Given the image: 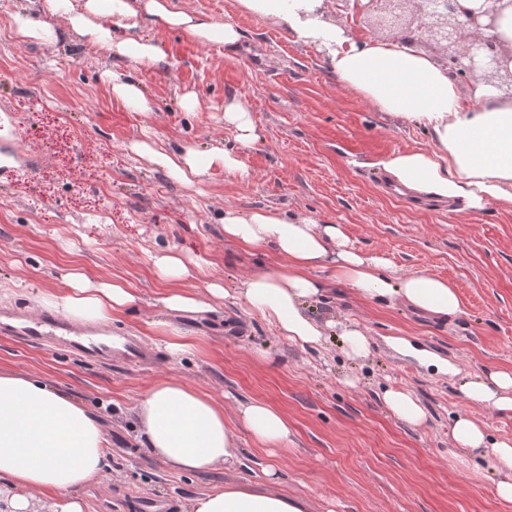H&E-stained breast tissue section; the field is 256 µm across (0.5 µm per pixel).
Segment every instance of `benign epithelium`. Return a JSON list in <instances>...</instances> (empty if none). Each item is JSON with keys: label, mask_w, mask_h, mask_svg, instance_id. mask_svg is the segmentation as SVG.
<instances>
[{"label": "benign epithelium", "mask_w": 512, "mask_h": 512, "mask_svg": "<svg viewBox=\"0 0 512 512\" xmlns=\"http://www.w3.org/2000/svg\"><path fill=\"white\" fill-rule=\"evenodd\" d=\"M501 0H480V4L459 15L456 0H416L421 26L428 40L451 50L450 62L459 74L475 81L512 89V52L504 51L487 32L495 28Z\"/></svg>", "instance_id": "7a95c632"}]
</instances>
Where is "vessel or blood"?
<instances>
[{
    "mask_svg": "<svg viewBox=\"0 0 512 512\" xmlns=\"http://www.w3.org/2000/svg\"><path fill=\"white\" fill-rule=\"evenodd\" d=\"M0 330L23 341L75 354L103 367L123 369L152 366L155 354L138 336H115L105 330L96 334L55 314L26 315L11 309L0 310Z\"/></svg>",
    "mask_w": 512,
    "mask_h": 512,
    "instance_id": "vessel-or-blood-1",
    "label": "vessel or blood"
}]
</instances>
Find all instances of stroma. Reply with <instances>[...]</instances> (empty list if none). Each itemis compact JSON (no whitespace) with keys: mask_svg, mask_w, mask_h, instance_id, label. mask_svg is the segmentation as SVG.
I'll list each match as a JSON object with an SVG mask.
<instances>
[{"mask_svg":"<svg viewBox=\"0 0 512 512\" xmlns=\"http://www.w3.org/2000/svg\"><path fill=\"white\" fill-rule=\"evenodd\" d=\"M190 13L240 32L235 51L204 45L179 29L144 22L159 48L148 68L109 57L67 32L55 41H18L13 18L29 0H0V292L11 307L43 311V294L77 269L95 282H120L135 301L112 327L142 336L160 364L113 371L61 350L0 334V371L41 377L102 420L105 476L84 490L88 512H134L147 495L184 506L231 479L259 481L270 462L278 491L306 500L309 512H512L496 477L478 457L460 461L449 426L461 413L482 420L491 437H512V417L464 399L465 376L512 370V210L408 207L384 194L379 159L424 147L422 125L378 109L345 87L326 56L291 31L241 9L237 0H174ZM416 16L413 0L362 17L330 0L325 18L357 39H389ZM139 83L150 109L134 112L112 92V76ZM194 93L187 110L183 93ZM251 109L256 138L236 146L224 126V101ZM23 143L41 158L10 148ZM237 148L243 170L212 168L196 186L174 180L134 151ZM274 207L318 224L340 225L348 244L383 255L401 274L425 271L459 291L465 315L445 321L399 305L360 299L338 285L332 263L314 275L325 284L305 312L325 332L321 347L289 342L236 297L238 282L285 263L273 248L225 239L224 211ZM176 253L191 278L165 282L158 256ZM224 287L225 297L210 294ZM189 291L204 311L175 312L166 293ZM368 336L362 357L346 354L341 333ZM187 336L192 352L173 357L163 339ZM402 338L455 364L436 373L393 345ZM177 378L212 396L234 429L233 467L195 475L169 471L142 444L136 406L155 381ZM410 390L427 412L419 426L386 409L385 389ZM262 401L288 421L290 441L269 456L238 428L237 407Z\"/></svg>","mask_w":512,"mask_h":512,"instance_id":"1","label":"stroma"}]
</instances>
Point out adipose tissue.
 Here are the masks:
<instances>
[{
	"label": "adipose tissue",
	"mask_w": 512,
	"mask_h": 512,
	"mask_svg": "<svg viewBox=\"0 0 512 512\" xmlns=\"http://www.w3.org/2000/svg\"><path fill=\"white\" fill-rule=\"evenodd\" d=\"M247 11L294 32L304 43L325 52L332 71L348 88L380 111L423 124L431 137L414 148L381 159L397 184L428 199L473 211L496 203L512 208V97L483 83L461 91L447 66L419 45L404 40L359 41L342 27L326 22L328 0H239ZM114 26L100 24L102 16ZM161 27L180 28L203 43L234 47L237 29L178 10L173 0H39L34 11L16 15L19 40L56 38V22L113 57L141 66L159 58L155 44L139 32L143 17ZM182 184L191 186L215 166L241 171L237 153L215 146L200 152H165L139 144ZM224 235L247 248L274 245L286 258L279 270L241 281L239 298L273 324L289 342L321 346L323 328L304 311L323 292L312 270L326 259L335 262L337 283L366 300L399 304L437 319L457 317L464 302L457 289L436 275L416 272L396 276L378 255L348 249L340 225L315 224L275 208L248 213L224 212ZM134 299L119 283H96L78 271L68 273L63 288L48 295L49 308L75 320L111 319ZM460 390L471 402L512 416V371L492 370L465 380ZM242 428L259 444L287 447L285 417L259 401L238 405ZM136 416L150 455L171 469L196 474L236 459L234 437L224 408L208 395L176 378L152 384L140 399ZM456 448L484 458L496 475V493L512 504V438L489 440L485 424L457 416L450 429ZM108 440L98 416L73 397L42 380L0 372V483L17 512L41 499L53 512H86L81 492L107 468ZM307 501L264 484L233 480L193 498L187 512H308Z\"/></svg>",
	"instance_id": "1"
}]
</instances>
